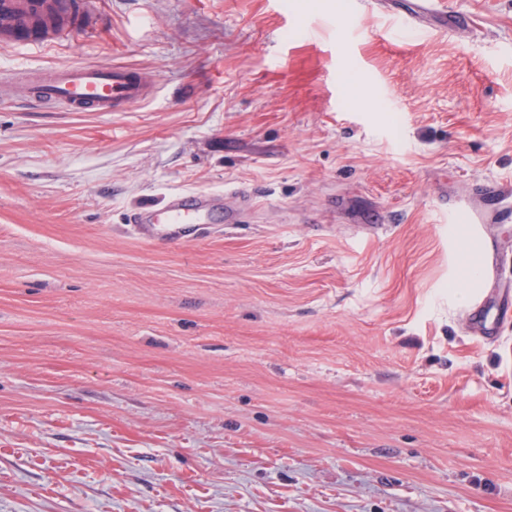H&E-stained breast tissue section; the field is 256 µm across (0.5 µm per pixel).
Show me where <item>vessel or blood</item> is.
Returning <instances> with one entry per match:
<instances>
[{"label": "vessel or blood", "instance_id": "vessel-or-blood-1", "mask_svg": "<svg viewBox=\"0 0 512 512\" xmlns=\"http://www.w3.org/2000/svg\"><path fill=\"white\" fill-rule=\"evenodd\" d=\"M0 9L11 17L10 25L0 28V42L9 43L30 33L33 16L45 12V0H0ZM414 20L393 18L391 32L405 31L414 37L429 36L430 31L416 21L417 15H435L441 33L468 24L465 14L448 12L441 0H416ZM23 98L63 112H122L150 98L155 82L147 75L122 67L61 64L50 70L20 77ZM512 221V181L484 185L478 196L460 199L450 207L448 221L467 225L469 232L483 242L484 275L494 273L502 252L501 243L484 230L485 225ZM224 210L211 195L171 193L162 212L144 210L130 222L137 233L176 245L181 241L184 224H220ZM512 317V289H501L495 299L477 294L469 306V318L483 336L493 335L500 321Z\"/></svg>", "mask_w": 512, "mask_h": 512}]
</instances>
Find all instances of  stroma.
<instances>
[{
  "label": "stroma",
  "instance_id": "1",
  "mask_svg": "<svg viewBox=\"0 0 512 512\" xmlns=\"http://www.w3.org/2000/svg\"><path fill=\"white\" fill-rule=\"evenodd\" d=\"M90 0L0 76L152 74L125 112L0 98V512H512V320L442 213L512 180V0ZM244 190L165 246L168 193ZM413 12L407 13V17H410L411 21L407 18L392 17V23L388 29L389 34H395L398 31H405L412 34L416 38H422L429 36L434 31H439L444 34L454 31L460 26L469 24L468 17L463 13H450L444 8L442 3L432 0H415ZM433 14L439 19V24L435 28H424L418 25L416 17L413 14ZM512 317V289L501 288L494 300H488L484 292L477 294L469 306V319L481 336H492L501 320Z\"/></svg>",
  "mask_w": 512,
  "mask_h": 512
}]
</instances>
